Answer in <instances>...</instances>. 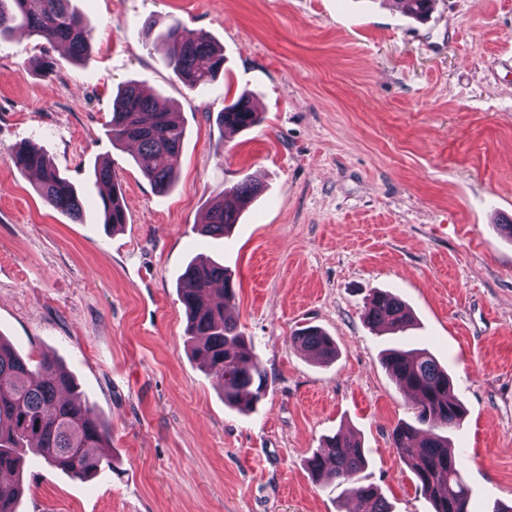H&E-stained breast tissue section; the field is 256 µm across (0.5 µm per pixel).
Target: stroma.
<instances>
[{
  "instance_id": "stroma-1",
  "label": "stroma",
  "mask_w": 512,
  "mask_h": 512,
  "mask_svg": "<svg viewBox=\"0 0 512 512\" xmlns=\"http://www.w3.org/2000/svg\"><path fill=\"white\" fill-rule=\"evenodd\" d=\"M74 3L93 36L81 63L22 30L0 38V336L75 378L109 425L111 465L82 480L27 455L17 512H346L348 485L307 470L337 433L361 439V477L392 512H432L393 446L414 411L382 364L392 346L427 349L452 377L469 512L511 506L512 0H436L423 21L397 0ZM174 22L224 47L206 88L153 43ZM131 80L185 122L164 196L108 132ZM244 93L263 121L225 131L217 115ZM26 141L82 191L83 222L14 167ZM105 160L125 199L116 230L92 178ZM247 176L263 193L227 236L202 235ZM195 259L233 276L231 312L268 379L252 412L225 406L192 355L180 290ZM376 289L412 326L367 324ZM307 326L335 340L333 360L294 342Z\"/></svg>"
}]
</instances>
